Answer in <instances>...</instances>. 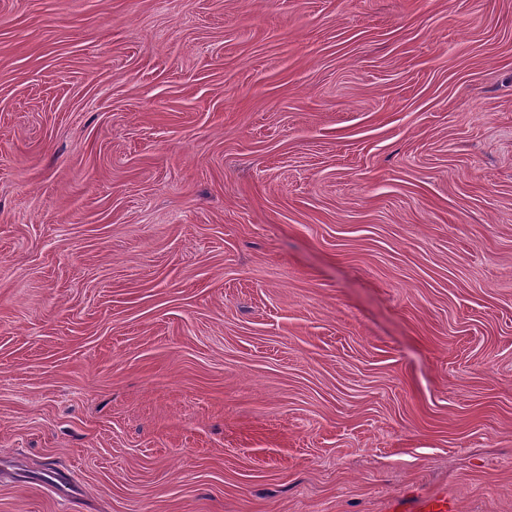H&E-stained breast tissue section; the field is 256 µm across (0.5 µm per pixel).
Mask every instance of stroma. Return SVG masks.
Listing matches in <instances>:
<instances>
[{
  "label": "stroma",
  "instance_id": "stroma-1",
  "mask_svg": "<svg viewBox=\"0 0 512 512\" xmlns=\"http://www.w3.org/2000/svg\"><path fill=\"white\" fill-rule=\"evenodd\" d=\"M512 512V0H0V512ZM388 512H454L447 494H431L415 499L394 498L387 503Z\"/></svg>",
  "mask_w": 512,
  "mask_h": 512
}]
</instances>
